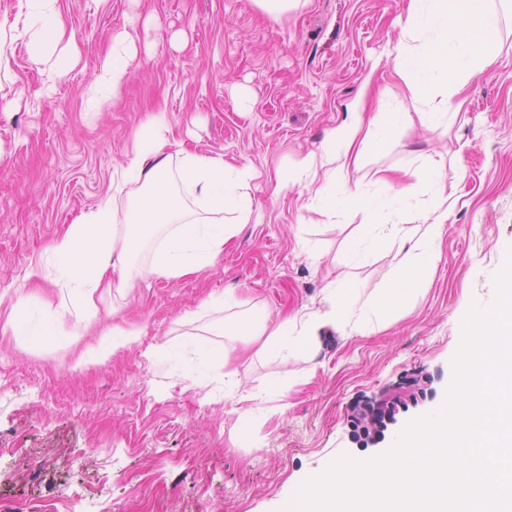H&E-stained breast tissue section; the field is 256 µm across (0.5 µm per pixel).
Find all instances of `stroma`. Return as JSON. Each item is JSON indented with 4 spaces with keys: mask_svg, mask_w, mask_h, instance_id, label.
I'll list each match as a JSON object with an SVG mask.
<instances>
[{
    "mask_svg": "<svg viewBox=\"0 0 512 512\" xmlns=\"http://www.w3.org/2000/svg\"><path fill=\"white\" fill-rule=\"evenodd\" d=\"M406 0H301L274 21L252 0H59L77 52L31 61L28 39L7 44L0 72V328L17 291L53 308L59 290L29 280L57 235L104 198L131 158L135 135L165 111L185 148L223 156L255 175L250 223L214 266L159 276L96 300L87 336L71 321L47 341L0 331V512H279L326 462L375 458L410 422L439 409L454 378L463 321L512 252V40L454 100L456 122L431 124L394 75L392 52ZM127 31L137 51L129 78L100 112L82 108L93 74ZM386 86L407 116L364 168L419 154L439 162L448 208L440 258L407 307L368 335L325 327L311 355L279 362L245 338L226 360L245 389L273 376L285 402L241 431L231 403L209 401L152 356L175 342L222 343V312L198 316L212 293L234 289L246 308L325 310L326 280L363 296L390 285L393 253L350 268L341 256L362 218L327 229L299 187L278 190L295 160L318 151L367 85ZM252 105L242 109L241 96ZM316 240L319 255L300 237ZM119 326L139 341L101 364L82 351ZM403 402L385 441L351 437L355 407L380 395Z\"/></svg>",
    "mask_w": 512,
    "mask_h": 512,
    "instance_id": "obj_1",
    "label": "stroma"
}]
</instances>
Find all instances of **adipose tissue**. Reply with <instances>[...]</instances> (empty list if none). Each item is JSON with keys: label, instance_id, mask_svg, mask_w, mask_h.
Returning a JSON list of instances; mask_svg holds the SVG:
<instances>
[{"label": "adipose tissue", "instance_id": "ef3b65f1", "mask_svg": "<svg viewBox=\"0 0 512 512\" xmlns=\"http://www.w3.org/2000/svg\"><path fill=\"white\" fill-rule=\"evenodd\" d=\"M20 23L0 22V69L9 59L5 43L30 37L40 53L64 42V25L58 0H18ZM396 45L400 58L394 70L410 96L440 126L454 124L453 100L462 94L492 63V48L512 35V0H408ZM486 53L477 54L476 44ZM135 50L131 34L117 36L112 53L94 74L85 100L87 111H99L110 95L118 93L129 76L128 59ZM399 102L389 88L375 91L374 104L359 100L347 118L332 129L319 152L298 160L289 182L302 186L307 204L328 220L359 213L363 222L346 247L342 260L354 267L375 252H394L395 287L371 297L362 296L350 281L331 280L323 289L326 312L313 311L270 320L264 313L234 315L237 298L230 293L213 295L200 313L225 311L221 347L191 342L158 350L154 363L167 373H181L194 384L208 388L211 400L234 405L239 423L261 419L262 403L284 400L286 384L277 378L261 390L245 392L234 373L223 371L224 358L247 336L264 337L263 353L285 361L315 350L319 331L330 324L350 326L364 336L386 314L416 296L429 270L440 257L448 212H421L417 192L442 197L445 186L439 166L418 175L417 159L377 169L370 179L353 180L350 169L366 165L371 152L387 141L390 117ZM133 158L113 179L110 193L76 224L59 235L51 247V260H39L30 270L32 279H48L59 288L61 299L53 310L30 307L17 296L16 319L6 326L15 336L45 339L52 322L72 319L75 332L89 326L88 316L98 291L112 286L133 287L154 276L180 277L212 266L224 246L254 213L253 174L248 167L225 162L223 157L193 152L178 146L165 112L159 111L136 134ZM335 165L318 178L320 161ZM415 216L420 234L406 225Z\"/></svg>", "mask_w": 512, "mask_h": 512}]
</instances>
